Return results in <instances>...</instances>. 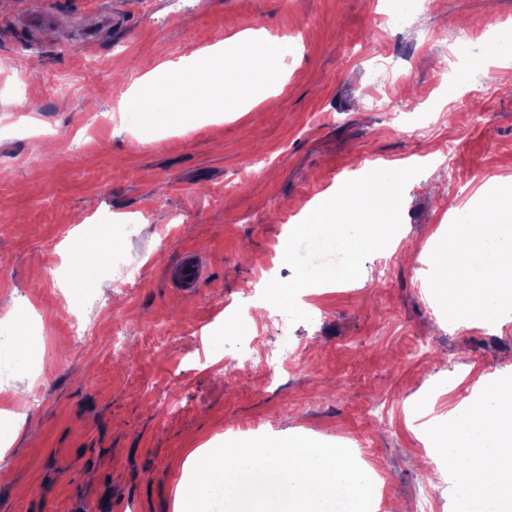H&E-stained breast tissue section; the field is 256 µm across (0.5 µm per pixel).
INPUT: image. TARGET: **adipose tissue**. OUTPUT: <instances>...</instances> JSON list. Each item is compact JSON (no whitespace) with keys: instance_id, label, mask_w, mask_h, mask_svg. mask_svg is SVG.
<instances>
[{"instance_id":"obj_1","label":"adipose tissue","mask_w":512,"mask_h":512,"mask_svg":"<svg viewBox=\"0 0 512 512\" xmlns=\"http://www.w3.org/2000/svg\"><path fill=\"white\" fill-rule=\"evenodd\" d=\"M295 51L290 39L239 32L154 64L129 96L145 128H184L201 112H239L268 101ZM501 184L481 197L479 216L461 210L430 245L434 300L458 326L495 323L512 306V177ZM485 388L483 398L457 405L423 433L448 460L457 512H469L476 490L512 512V381L491 380Z\"/></svg>"}]
</instances>
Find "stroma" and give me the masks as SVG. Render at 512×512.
I'll return each mask as SVG.
<instances>
[{
    "label": "stroma",
    "instance_id": "35a3bbf8",
    "mask_svg": "<svg viewBox=\"0 0 512 512\" xmlns=\"http://www.w3.org/2000/svg\"><path fill=\"white\" fill-rule=\"evenodd\" d=\"M127 27L94 50L70 43L64 20L94 11L89 0H0V300L43 312L39 338L19 350L46 364L42 400L14 395L0 406V512H179L188 456L224 440L297 434L355 446L383 477L380 512H453L451 484L432 485L419 463V420L408 402L437 389L434 414L470 398L487 374L512 375V313L498 328L449 325L433 304L429 243L451 210L489 180L512 175V87L490 66L473 89L484 121L445 98L437 75L469 66L493 26L512 28V0H433L405 25L380 29L386 0H104ZM59 15L29 29L24 17ZM296 41L275 107L204 118L193 126L144 135L141 116L119 107L140 76L139 62L178 61L240 31ZM33 84L14 95L18 76ZM420 112H374L372 94ZM32 108H24V101ZM441 120L414 136L425 110ZM24 127L23 139L13 129ZM54 137H44L45 129ZM86 142L83 153L72 144ZM456 149L454 169L405 188L403 241L379 273L310 295L324 318L291 324L299 365L266 383L249 364L252 341L279 340L265 319L240 311L243 289L257 286L263 262L275 278V246L287 225L308 216L350 169L366 161L433 156ZM238 186L225 193L227 183ZM139 217L97 225L98 215ZM106 243L110 260L93 276L56 286L77 232ZM189 249L206 271L194 293L169 279ZM141 267L134 291L115 284L110 261ZM97 296L104 310L97 341L69 337L65 311ZM121 324L125 348L112 355L108 334ZM173 333L159 347L152 329ZM237 350L238 367L224 357ZM463 381L449 391V372Z\"/></svg>",
    "mask_w": 512,
    "mask_h": 512
}]
</instances>
